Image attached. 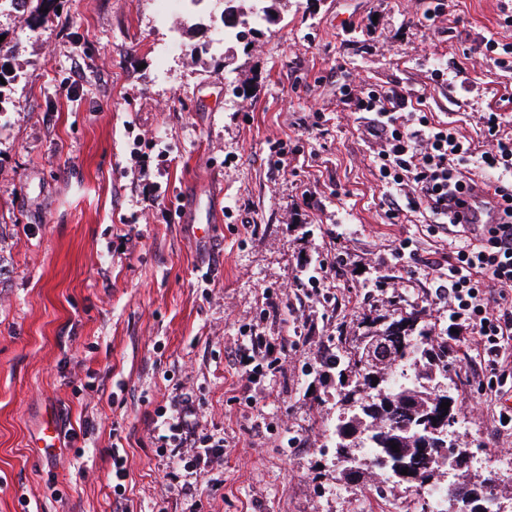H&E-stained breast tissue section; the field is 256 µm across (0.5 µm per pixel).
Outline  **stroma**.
<instances>
[{
	"label": "stroma",
	"mask_w": 512,
	"mask_h": 512,
	"mask_svg": "<svg viewBox=\"0 0 512 512\" xmlns=\"http://www.w3.org/2000/svg\"><path fill=\"white\" fill-rule=\"evenodd\" d=\"M270 0L251 47L221 42L218 10L160 23L156 0H50L49 20L0 11L14 79L0 102V512H118L113 434L127 452V512H350L371 477L345 479L328 425L346 416L335 380L303 365L323 348L363 347L368 321L418 306L433 331L425 260L451 252L427 211L386 216L362 122L340 104L344 85L397 89L435 123L454 121L476 148L479 117L512 75L477 51L512 0ZM496 103V102H493ZM512 136V103H496ZM290 155L268 158L273 144ZM148 147L170 194L193 211L146 206L129 152ZM309 206L295 211L300 197ZM139 236L113 250L127 225ZM413 256H390L394 240ZM327 264L319 291L265 310L264 289ZM209 283H202V275ZM396 276L403 293L389 289ZM295 336L296 355L263 378L247 404L228 358L242 330ZM477 340L448 350V392L469 412L470 474L495 472L512 512V425L498 415L512 376L491 386ZM192 394L200 423L223 436V464L166 475L156 410ZM56 447L41 440L47 422ZM207 487L196 501L193 490Z\"/></svg>",
	"instance_id": "stroma-1"
}]
</instances>
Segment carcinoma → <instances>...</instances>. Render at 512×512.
I'll return each instance as SVG.
<instances>
[{"instance_id":"carcinoma-1","label":"carcinoma","mask_w":512,"mask_h":512,"mask_svg":"<svg viewBox=\"0 0 512 512\" xmlns=\"http://www.w3.org/2000/svg\"><path fill=\"white\" fill-rule=\"evenodd\" d=\"M419 311L411 309L369 336H386L392 329H403L404 343L376 344L373 348L347 356V365L338 372L346 380L338 381L336 393L350 403L351 415L339 421L334 429V447L342 472L356 475L350 468L351 438L359 433L367 447L375 449L371 466L382 470L387 479L416 483L422 487L437 483L439 469L432 462L448 464L456 461L464 467L469 449L448 444V428L459 424L461 410L453 396L437 398L429 387L433 379L448 369V340L418 325ZM450 402V415H444L441 404ZM397 445L395 451L391 445ZM407 474H401L402 470ZM457 486L469 491L470 512H483L481 505L496 495V480L487 474L479 484L466 480Z\"/></svg>"}]
</instances>
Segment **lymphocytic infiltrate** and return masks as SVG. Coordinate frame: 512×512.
I'll list each match as a JSON object with an SVG mask.
<instances>
[{"mask_svg":"<svg viewBox=\"0 0 512 512\" xmlns=\"http://www.w3.org/2000/svg\"><path fill=\"white\" fill-rule=\"evenodd\" d=\"M341 100L351 109L368 114L367 133L375 150L372 161L379 180L394 191L406 190L405 203L390 200L388 211L398 217L402 208L425 209L437 227L448 222V199L475 185L467 166L474 156L469 141L457 136L452 124L429 125L425 117L408 111L403 94L359 83L343 87ZM503 116L483 118L488 149L480 159L493 172L489 184L503 211L498 223L479 228L463 225V239L448 256L429 261L439 284L435 300L448 306L453 332L449 344L464 335L479 337L491 368L506 362L512 346V138L501 135ZM289 353L287 338L269 341L251 333L238 345L234 360L246 385L258 384L264 370L280 368ZM198 405L179 396L157 415L168 428L169 455L178 466L195 474L209 471L224 460L223 438L202 433Z\"/></svg>","mask_w":512,"mask_h":512,"instance_id":"lymphocytic-infiltrate-1","label":"lymphocytic infiltrate"}]
</instances>
